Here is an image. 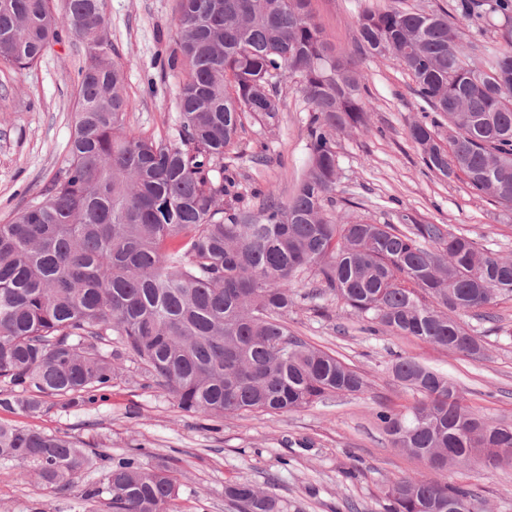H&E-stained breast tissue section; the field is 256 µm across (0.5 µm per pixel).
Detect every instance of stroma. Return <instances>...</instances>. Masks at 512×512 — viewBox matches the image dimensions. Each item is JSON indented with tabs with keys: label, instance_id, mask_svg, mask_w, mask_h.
<instances>
[{
	"label": "stroma",
	"instance_id": "1",
	"mask_svg": "<svg viewBox=\"0 0 512 512\" xmlns=\"http://www.w3.org/2000/svg\"><path fill=\"white\" fill-rule=\"evenodd\" d=\"M359 3L311 2L327 45L350 56L372 106L366 129L336 138V210L352 221L381 223L406 208L512 258V213L473 194L463 177L430 174L408 139L409 124L422 116L411 77L390 57L355 54ZM176 4L107 0L113 57L125 71L133 101L127 126L138 134L164 137L177 122L180 78L161 72L175 46ZM82 54L81 41L67 31L32 67L0 68V224L37 197L58 170L72 135ZM278 89L284 102L278 124L245 123L238 149L224 157L236 171L237 192L246 196L270 188L289 198L308 166L309 105L295 79H284ZM259 150L265 162L254 160ZM309 289L307 281H299L302 298L288 314L289 329L364 374L365 394H338L293 412L246 413L214 423L181 411L116 341L115 374L106 391L78 407L48 400L35 416L0 409V423L95 439L115 457L167 461L180 486L179 512H229L224 487L244 481L272 488L282 512H349L353 504L359 512H386L390 484L427 470L423 461L392 448L374 419L379 406L402 410L415 400L392 374L398 354L447 375L473 410L512 423V300L495 306L493 319H469L485 346L482 357L470 358L413 337L363 331L335 298L304 299ZM100 477V471H84L76 491L58 493L35 478H20L16 465L0 462V512H108L103 501L76 495ZM448 480L479 488L487 512H512V465L456 467Z\"/></svg>",
	"mask_w": 512,
	"mask_h": 512
}]
</instances>
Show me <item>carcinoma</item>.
<instances>
[{
    "mask_svg": "<svg viewBox=\"0 0 512 512\" xmlns=\"http://www.w3.org/2000/svg\"><path fill=\"white\" fill-rule=\"evenodd\" d=\"M311 0H178L167 67L185 74L175 133L128 129L133 102L112 58L105 0H0V67L23 70L61 39L83 43L74 131L62 167L13 220L0 224V407L35 415L49 397L76 407L112 386L117 336L179 409L222 420L278 414L335 394L359 395L366 377L288 330L297 278L341 300L375 334L413 336L466 356L481 337L462 315L512 300V260L447 224L397 210L382 224L326 209L338 180L336 134L367 125L365 87L333 54ZM502 28L503 40L463 41ZM361 55H387L435 112L408 126L439 178L460 171L476 194L512 209V0H454L451 10L360 6ZM296 77L311 107L309 166L292 197L268 190L255 208L230 192L224 155L247 119L279 122L274 80ZM263 103L262 110L254 104ZM448 126V144L440 128ZM231 200L226 201L224 197ZM394 378L418 396L403 411L380 408L391 445L428 472L388 489L390 512H485L474 488L448 483L460 464L497 469L493 448L512 449V425L477 414L447 376L398 356ZM0 461L48 489L99 465L84 500L112 512H175L168 464L113 458L68 435L0 423ZM234 512H279L278 498L248 482L224 486Z\"/></svg>",
    "mask_w": 512,
    "mask_h": 512,
    "instance_id": "obj_1",
    "label": "carcinoma"
}]
</instances>
